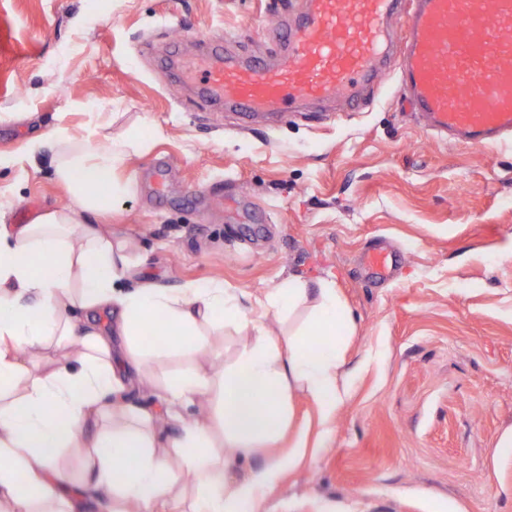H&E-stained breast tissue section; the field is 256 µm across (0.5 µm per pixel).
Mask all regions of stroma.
I'll return each instance as SVG.
<instances>
[{"label":"stroma","instance_id":"1","mask_svg":"<svg viewBox=\"0 0 512 512\" xmlns=\"http://www.w3.org/2000/svg\"><path fill=\"white\" fill-rule=\"evenodd\" d=\"M289 0H0V220L71 203L36 136L157 130L105 215L138 279L258 293L334 276L349 399L266 512H512V143L465 147L394 93L259 118L201 107L159 59L206 38L277 60ZM170 169L164 193L157 170ZM389 256L377 277L364 262Z\"/></svg>","mask_w":512,"mask_h":512}]
</instances>
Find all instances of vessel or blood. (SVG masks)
Instances as JSON below:
<instances>
[{"mask_svg": "<svg viewBox=\"0 0 512 512\" xmlns=\"http://www.w3.org/2000/svg\"><path fill=\"white\" fill-rule=\"evenodd\" d=\"M281 61L218 52L181 62L206 98L284 116L364 94L392 57L397 92L425 125L465 145L512 137V0H299Z\"/></svg>", "mask_w": 512, "mask_h": 512, "instance_id": "vessel-or-blood-1", "label": "vessel or blood"}]
</instances>
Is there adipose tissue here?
Returning <instances> with one entry per match:
<instances>
[{
    "label": "adipose tissue",
    "instance_id": "1",
    "mask_svg": "<svg viewBox=\"0 0 512 512\" xmlns=\"http://www.w3.org/2000/svg\"><path fill=\"white\" fill-rule=\"evenodd\" d=\"M105 130L30 140L29 153H51L74 205L0 224V512H264L309 448V425L293 424L294 392L313 400L324 428L348 396L350 311L329 277L292 275L260 294L215 281L127 287L125 244L87 218L127 194L118 171L150 139ZM301 311L302 326L270 329L269 318ZM151 316L166 340L144 342ZM224 325L247 341L213 375L205 366L222 353L212 331ZM176 354L195 363L159 383L164 411L130 402L145 364ZM198 400L209 416L185 418ZM263 450L265 465L233 477L239 457Z\"/></svg>",
    "mask_w": 512,
    "mask_h": 512
}]
</instances>
